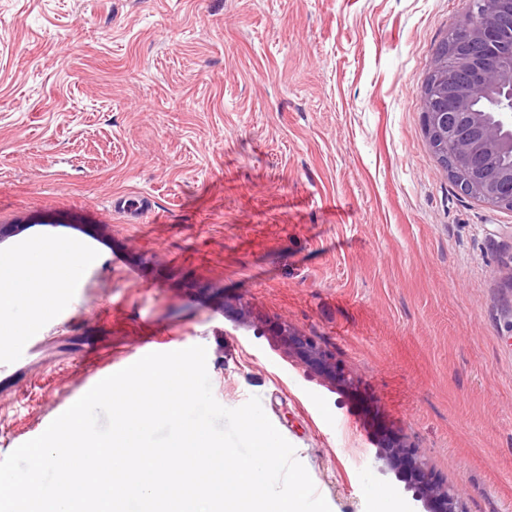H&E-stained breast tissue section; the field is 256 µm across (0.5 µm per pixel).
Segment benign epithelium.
Returning a JSON list of instances; mask_svg holds the SVG:
<instances>
[{
	"label": "benign epithelium",
	"instance_id": "7a95c632",
	"mask_svg": "<svg viewBox=\"0 0 512 512\" xmlns=\"http://www.w3.org/2000/svg\"><path fill=\"white\" fill-rule=\"evenodd\" d=\"M468 39L448 43L455 78L435 77L447 61L435 58L423 89L425 132L448 176L463 192L512 209V166L496 169L491 160L512 155V0H467ZM281 345L303 364L343 387L353 378L335 355L310 336L288 326ZM377 458L404 482L423 512H463L456 487L434 476L413 448L392 440Z\"/></svg>",
	"mask_w": 512,
	"mask_h": 512
}]
</instances>
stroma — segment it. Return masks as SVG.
<instances>
[{"label":"stroma","mask_w":512,"mask_h":512,"mask_svg":"<svg viewBox=\"0 0 512 512\" xmlns=\"http://www.w3.org/2000/svg\"><path fill=\"white\" fill-rule=\"evenodd\" d=\"M463 0H0V257L81 240L0 373V458L156 337L207 349L331 512H419L401 436L465 512H512V210L462 193L424 80ZM145 195L142 215L115 212ZM314 337L347 391L286 355Z\"/></svg>","instance_id":"1"}]
</instances>
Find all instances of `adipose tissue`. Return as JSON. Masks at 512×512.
<instances>
[{
	"mask_svg": "<svg viewBox=\"0 0 512 512\" xmlns=\"http://www.w3.org/2000/svg\"><path fill=\"white\" fill-rule=\"evenodd\" d=\"M88 257L83 242L26 248L0 260V310L26 300L32 316L49 313L63 299L74 269Z\"/></svg>",
	"mask_w": 512,
	"mask_h": 512,
	"instance_id": "ef3b65f1",
	"label": "adipose tissue"
}]
</instances>
